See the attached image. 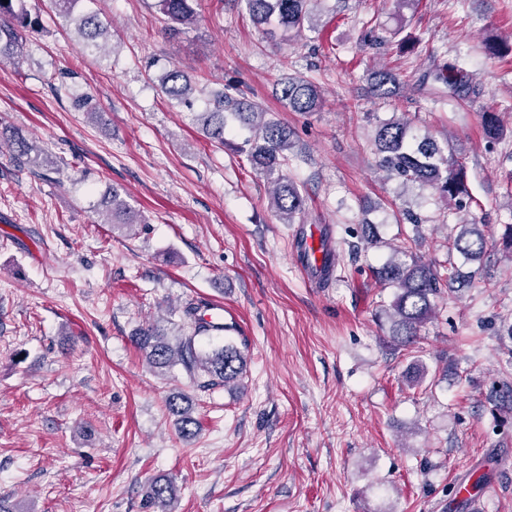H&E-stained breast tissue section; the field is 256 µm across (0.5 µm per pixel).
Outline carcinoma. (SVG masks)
Instances as JSON below:
<instances>
[{
    "label": "carcinoma",
    "mask_w": 512,
    "mask_h": 512,
    "mask_svg": "<svg viewBox=\"0 0 512 512\" xmlns=\"http://www.w3.org/2000/svg\"><path fill=\"white\" fill-rule=\"evenodd\" d=\"M196 0H156L155 7L167 24L165 32L178 35L186 32L197 19ZM253 21L264 27V33L274 38L303 29L312 21L314 6L321 0H243ZM77 30L87 49L101 48L108 27L95 13H86L76 20ZM41 27V18L27 9L26 0H0V58H12L14 49L28 32ZM430 76L454 94L470 89L466 72L445 65L435 68ZM373 88L377 95L386 98L394 94L397 77L390 71L372 73ZM162 92L170 100L188 98L192 88L183 71L174 68L161 79ZM279 99L295 112H315L324 104L319 87L301 77H290L281 83ZM232 115L239 126L250 131L239 152L246 156L251 167L272 184L269 191L271 206L286 224H293L305 210V201L298 186L283 173L288 162V151L294 147L293 133L287 125L268 117L261 105L245 98L236 99L225 93L212 101V108L202 113L203 130L212 143L224 144L227 118ZM412 119L402 116L381 122L375 130L377 167L390 179L408 189L413 186L431 187L448 203L459 209L473 202L467 183L465 154L451 139L439 143L426 134L418 137L412 133ZM485 135L497 140L503 135V124L498 112H486L482 117ZM16 162L36 167L40 152L18 133L8 136ZM110 212V223L133 228L142 223L117 189H112L103 200ZM404 247L406 259L391 261L371 269V277L378 283L396 288L389 308L390 333L397 347L408 348L417 343L419 332L435 314V298L443 289L470 287L478 271H463L454 262L424 263L413 254L409 239ZM458 252L467 260H482L485 255L499 251L512 255V224L505 226L498 239L488 240L482 224H463L459 233L449 241L448 253ZM185 322L180 328L178 345L170 344L165 333L154 327L139 330L134 341L145 359L154 369L167 370L182 363L190 372L203 377L200 388L216 385L231 386L238 382L245 371L247 360L244 352L228 343L208 353L196 350V340L210 332V327L200 313V307L189 305L184 310ZM168 411L180 417V432L191 438L197 434V422L192 416V400L185 395L167 398ZM173 487L154 481L147 494V506L162 512L169 506Z\"/></svg>",
    "instance_id": "1"
}]
</instances>
